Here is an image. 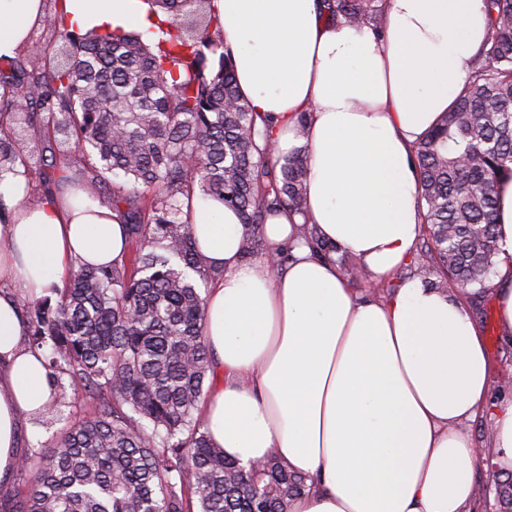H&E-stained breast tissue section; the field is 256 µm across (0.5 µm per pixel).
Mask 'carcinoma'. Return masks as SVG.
Listing matches in <instances>:
<instances>
[{
    "mask_svg": "<svg viewBox=\"0 0 512 512\" xmlns=\"http://www.w3.org/2000/svg\"><path fill=\"white\" fill-rule=\"evenodd\" d=\"M333 18L374 23L381 0H321ZM154 45L135 33L65 31L55 53L0 68V175L68 179L66 155L86 152L81 186L112 207L128 250L105 268L81 266L62 288L23 301L25 343L43 352L53 400L35 417L62 421L56 439L20 459L3 512H286L306 478L268 458L246 470L210 443L199 417L214 370L197 282L214 278L184 202L200 191L251 228L242 257L264 250L269 213L303 218L308 150L259 144L239 93L214 0H152ZM489 34L452 106L414 147L429 261L416 274L467 297L496 273L497 187L512 179V0H484ZM94 401L65 413L66 387Z\"/></svg>",
    "mask_w": 512,
    "mask_h": 512,
    "instance_id": "obj_1",
    "label": "carcinoma"
}]
</instances>
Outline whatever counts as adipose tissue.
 <instances>
[{
    "label": "adipose tissue",
    "instance_id": "ef3b65f1",
    "mask_svg": "<svg viewBox=\"0 0 512 512\" xmlns=\"http://www.w3.org/2000/svg\"><path fill=\"white\" fill-rule=\"evenodd\" d=\"M214 6L239 91L273 116L278 151L308 144L307 209L334 251L314 254L299 216L281 211L263 228L265 251L244 260L249 226L192 196L190 232L217 273L202 324L215 367L203 413L211 443L242 466L273 455L309 476L287 512H473L480 461L512 472V401L490 398L469 301L419 276L357 296L336 255L356 256L379 284L410 264L421 235L413 146L469 75L488 34L483 0H386L379 30L331 20L319 0ZM59 12L72 31L160 36L151 0H60ZM44 15V0H0V62ZM25 185L0 181V479L18 465L22 419L44 410L52 388L40 351L24 343L22 300L127 248L117 214L75 185L37 207ZM498 194L495 302L512 336V180ZM282 250L291 257L279 268ZM480 415L492 421L483 448L459 429Z\"/></svg>",
    "mask_w": 512,
    "mask_h": 512
}]
</instances>
